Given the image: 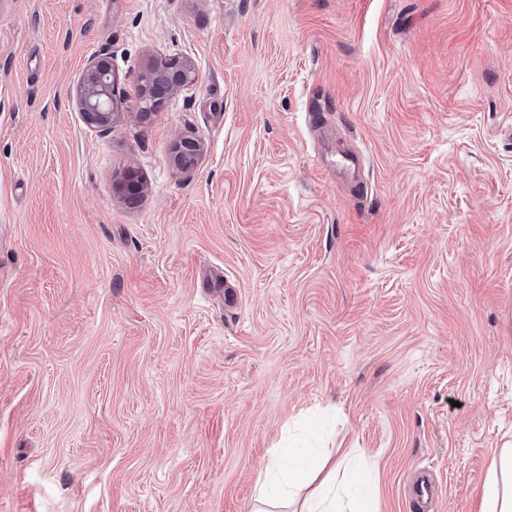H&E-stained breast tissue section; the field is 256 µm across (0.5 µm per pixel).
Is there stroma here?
<instances>
[{"mask_svg": "<svg viewBox=\"0 0 512 512\" xmlns=\"http://www.w3.org/2000/svg\"><path fill=\"white\" fill-rule=\"evenodd\" d=\"M100 54L107 131L73 103ZM152 58L196 80L145 112ZM321 412L377 512L422 467L477 512L512 434V0H0V512H251ZM84 122L91 128L109 130L116 120L121 97L112 58L93 57L85 66L74 98Z\"/></svg>", "mask_w": 512, "mask_h": 512, "instance_id": "1", "label": "stroma"}]
</instances>
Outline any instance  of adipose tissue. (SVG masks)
I'll return each mask as SVG.
<instances>
[{
    "label": "adipose tissue",
    "mask_w": 512,
    "mask_h": 512,
    "mask_svg": "<svg viewBox=\"0 0 512 512\" xmlns=\"http://www.w3.org/2000/svg\"><path fill=\"white\" fill-rule=\"evenodd\" d=\"M361 455L358 448L338 460L329 453L274 449L256 481L253 512H373L349 490V464ZM478 512H512V436L488 460Z\"/></svg>",
    "instance_id": "adipose-tissue-1"
}]
</instances>
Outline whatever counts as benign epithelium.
Listing matches in <instances>:
<instances>
[{"label":"benign epithelium","instance_id":"obj_1","mask_svg":"<svg viewBox=\"0 0 512 512\" xmlns=\"http://www.w3.org/2000/svg\"><path fill=\"white\" fill-rule=\"evenodd\" d=\"M195 80V68L188 60H173L163 66L153 61L146 64L140 81L161 92L176 94ZM75 106L84 122L91 128L109 130L116 120L121 97L118 78L112 67V58L104 55L93 57L85 66L74 98ZM201 143L192 138H181L172 146L173 162L184 167L185 156L196 155Z\"/></svg>","mask_w":512,"mask_h":512}]
</instances>
